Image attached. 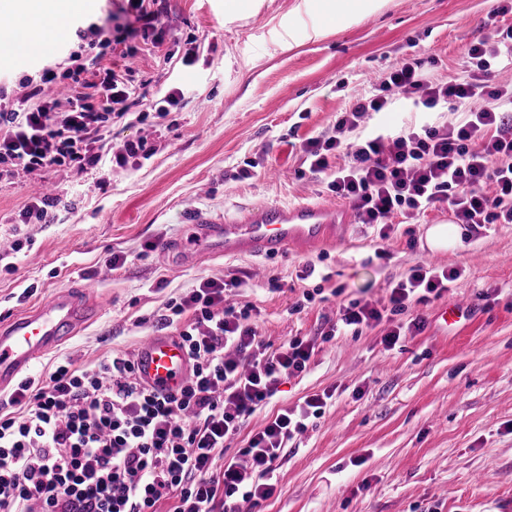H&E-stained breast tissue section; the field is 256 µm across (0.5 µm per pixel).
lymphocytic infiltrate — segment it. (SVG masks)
<instances>
[{"instance_id":"f902f5d3","label":"lymphocytic infiltrate","mask_w":512,"mask_h":512,"mask_svg":"<svg viewBox=\"0 0 512 512\" xmlns=\"http://www.w3.org/2000/svg\"><path fill=\"white\" fill-rule=\"evenodd\" d=\"M157 3L126 0L97 36L117 31L126 40L157 29ZM466 54L475 69L443 79L427 76L422 61L403 59L353 95L332 135L304 147L310 172L333 170L328 192L350 201L357 223L377 226L380 238H388L394 216L414 219L442 200L457 224L512 223V83H493L491 70L496 63L512 69V26ZM54 80L48 70L24 79L17 103L0 88V181L51 166H96L116 108H127L134 94L130 79L111 68L95 70L89 82L74 76L63 100L44 94ZM85 85L104 97V111L85 104ZM398 104L464 118L394 135L366 128L368 114ZM337 154L345 162L331 166ZM459 275L414 266L391 283L387 303L352 299L340 305L339 319L354 330L381 324L410 301L441 296ZM242 285L235 276L206 278L167 303L157 324L175 328L192 362L177 392L144 387L134 356L114 351L88 367L65 360L39 383L21 381L0 401V512H250L270 498L289 440L325 401L314 394L278 410L247 448L225 456L243 419L283 379L304 376L314 353L298 337L269 350L249 322L252 305L224 304L226 291Z\"/></svg>"}]
</instances>
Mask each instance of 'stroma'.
Listing matches in <instances>:
<instances>
[{
    "mask_svg": "<svg viewBox=\"0 0 512 512\" xmlns=\"http://www.w3.org/2000/svg\"><path fill=\"white\" fill-rule=\"evenodd\" d=\"M298 2L243 0L234 12L227 0H163L159 40L97 46L101 65L130 70L135 102L114 119L95 167L53 166L0 182V243L24 242L0 259V321L88 280L111 297L109 311L30 369L43 377L65 358L86 366L111 350L137 352L157 334L169 299L202 279L237 276L246 285L232 300L253 304L265 343L276 349L298 336L316 350L304 377L284 381L244 420L229 454L282 407L329 396L323 415L289 442L275 494L252 512H512V224L464 226L461 247L434 253L425 230L450 217L440 202L395 223L385 240L352 222L340 243L273 258L174 266L159 251L180 238L193 210L231 216L261 201L328 200L330 174L311 173L303 147L331 134L361 80L407 57L433 77L461 72L469 45L512 24V13L498 14L499 0H389L352 26L327 22L326 35L312 40L304 25H288ZM121 5L86 0L77 24L61 25L55 56L0 48V87L19 99L21 78L46 69L68 83L94 26ZM174 87L184 98L159 117ZM135 138L145 153L116 166L114 155ZM44 185L54 189L53 223H19ZM115 254L125 263L114 270L105 261ZM422 262L460 276L392 322L323 341L341 299H383L391 281ZM307 293L311 302L295 311ZM454 302L472 314L444 326L439 311ZM416 317L423 330L387 348L392 323Z\"/></svg>",
    "mask_w": 512,
    "mask_h": 512,
    "instance_id": "stroma-1",
    "label": "stroma"
}]
</instances>
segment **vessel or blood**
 Returning a JSON list of instances; mask_svg holds the SVG:
<instances>
[{"label":"vessel or blood","mask_w":512,"mask_h":512,"mask_svg":"<svg viewBox=\"0 0 512 512\" xmlns=\"http://www.w3.org/2000/svg\"><path fill=\"white\" fill-rule=\"evenodd\" d=\"M350 214L339 204H255L236 217L192 212L175 247L180 262L214 256H276L292 247L323 241L329 228ZM111 301L95 295L93 284L55 293L39 306L0 324V389L31 369L46 352L63 345ZM137 374L147 388L176 391L191 374L178 336L147 337L137 353Z\"/></svg>","instance_id":"1"}]
</instances>
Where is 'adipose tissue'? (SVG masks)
Instances as JSON below:
<instances>
[{
  "label": "adipose tissue",
  "instance_id": "adipose-tissue-1",
  "mask_svg": "<svg viewBox=\"0 0 512 512\" xmlns=\"http://www.w3.org/2000/svg\"><path fill=\"white\" fill-rule=\"evenodd\" d=\"M78 6V0H0V15L14 23L16 41L33 43L58 37L55 18Z\"/></svg>",
  "mask_w": 512,
  "mask_h": 512
}]
</instances>
